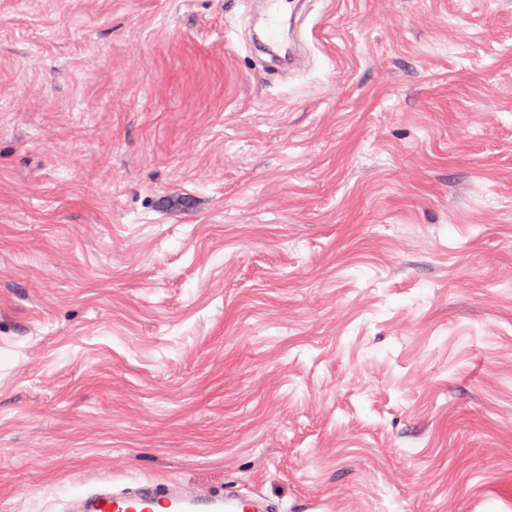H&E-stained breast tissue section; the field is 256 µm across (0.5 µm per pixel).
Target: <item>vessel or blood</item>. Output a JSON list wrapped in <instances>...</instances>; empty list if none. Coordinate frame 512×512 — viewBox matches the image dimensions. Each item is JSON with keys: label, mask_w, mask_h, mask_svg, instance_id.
<instances>
[{"label": "vessel or blood", "mask_w": 512, "mask_h": 512, "mask_svg": "<svg viewBox=\"0 0 512 512\" xmlns=\"http://www.w3.org/2000/svg\"><path fill=\"white\" fill-rule=\"evenodd\" d=\"M64 512H283L280 504L233 487L177 480H138L124 486L97 482L69 496Z\"/></svg>", "instance_id": "b4317fda"}]
</instances>
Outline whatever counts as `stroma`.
I'll use <instances>...</instances> for the list:
<instances>
[{
    "instance_id": "stroma-1",
    "label": "stroma",
    "mask_w": 512,
    "mask_h": 512,
    "mask_svg": "<svg viewBox=\"0 0 512 512\" xmlns=\"http://www.w3.org/2000/svg\"><path fill=\"white\" fill-rule=\"evenodd\" d=\"M257 26L0 0V512H512V0ZM64 512H283L280 504L259 494H244L226 486L177 480H138L117 486L97 482L69 496Z\"/></svg>"
}]
</instances>
